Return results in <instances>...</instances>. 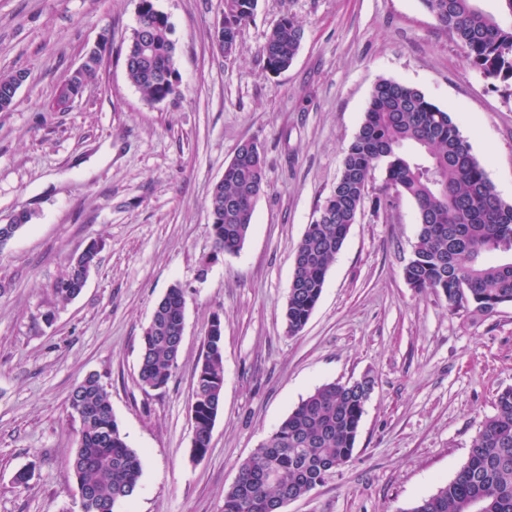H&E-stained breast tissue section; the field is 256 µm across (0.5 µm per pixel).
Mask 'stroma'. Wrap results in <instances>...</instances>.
I'll return each mask as SVG.
<instances>
[{"mask_svg": "<svg viewBox=\"0 0 512 512\" xmlns=\"http://www.w3.org/2000/svg\"><path fill=\"white\" fill-rule=\"evenodd\" d=\"M171 24L181 96L147 104L125 56L139 0H0V74L25 72L0 112V220L32 221L0 248V512H79L69 460L72 388L98 374L142 462L118 512H224L258 443L316 387L370 377L351 461L285 512H409L467 459L498 391L512 386V304L451 312L402 268L416 207L375 171L304 329L283 309L294 249L333 191L379 78L448 110L512 202V81L486 77L420 0H258L232 53L224 0H153ZM304 30L287 70L261 47L283 17ZM101 64L68 111L52 103L89 50ZM264 150L267 183L243 248L196 274L212 246L207 199L238 144ZM98 243L82 293L53 286ZM185 335L165 389L139 385L140 340L173 284ZM53 321H45L46 312ZM224 319V390L211 444L191 453L195 370ZM30 470L27 484L14 481Z\"/></svg>", "mask_w": 512, "mask_h": 512, "instance_id": "stroma-1", "label": "stroma"}]
</instances>
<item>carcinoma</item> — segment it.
Returning a JSON list of instances; mask_svg holds the SVG:
<instances>
[{
    "label": "carcinoma",
    "instance_id": "obj_1",
    "mask_svg": "<svg viewBox=\"0 0 512 512\" xmlns=\"http://www.w3.org/2000/svg\"><path fill=\"white\" fill-rule=\"evenodd\" d=\"M437 23L464 48L470 62L490 78L512 79V28L478 6L477 0H421ZM258 0H224V39L229 54L243 22L254 16ZM168 16L148 3L137 15L126 54L127 75L149 104L180 94L175 47ZM304 32L292 18H282L262 47L266 68L287 69ZM100 65L96 53L60 86L53 108L64 111L75 88ZM25 74L0 77V111L13 104ZM385 173L386 188L405 195L416 206L418 234L404 265L405 281L418 292H434L454 311L474 307L492 313L512 304V203L503 200L484 165L448 111L419 88L379 79L371 92L360 128L347 148L331 195L307 225L294 253L284 318L288 334H298L315 309L329 267L341 250L364 205L368 182L376 169ZM266 185L261 146L238 145L208 199L212 251L202 266L220 255L238 253L252 221L254 205ZM32 220L23 211L14 224H0V237L14 236ZM502 259L489 263L485 256ZM97 249L72 259L54 291L67 302L72 285L94 265ZM185 326L182 287L171 286L156 304L141 337L139 382L145 391L167 386L178 364ZM191 406L192 452L205 455L222 404L224 387V321L212 317L204 339ZM373 389L370 379L352 384L330 382L303 398L239 467L236 481L224 492V512H268L276 500L300 497L333 474L332 465L353 457L363 408ZM68 407L78 421V439L70 459L76 489L87 494L85 512H116L134 496L142 471L112 412L109 394L95 374L72 390ZM512 512V387L500 391L495 411L482 422L466 462L455 476L409 512Z\"/></svg>",
    "mask_w": 512,
    "mask_h": 512
}]
</instances>
